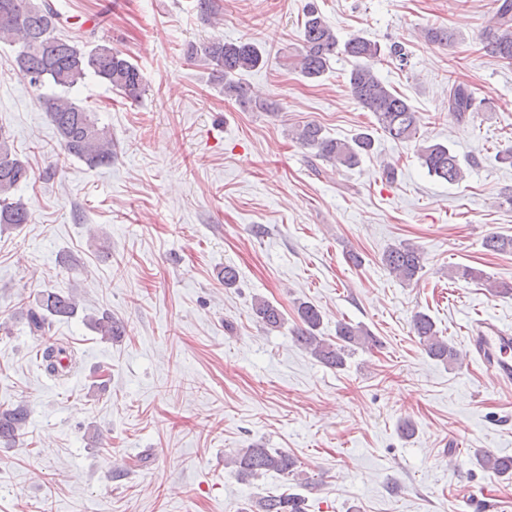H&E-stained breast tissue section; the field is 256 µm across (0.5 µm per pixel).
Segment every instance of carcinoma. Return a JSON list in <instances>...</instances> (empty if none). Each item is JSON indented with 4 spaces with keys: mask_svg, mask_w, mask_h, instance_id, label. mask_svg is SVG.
<instances>
[{
    "mask_svg": "<svg viewBox=\"0 0 512 512\" xmlns=\"http://www.w3.org/2000/svg\"><path fill=\"white\" fill-rule=\"evenodd\" d=\"M498 6L493 25L485 35L486 47L495 59L512 64V0H497ZM64 15L54 0H0V43L19 46L16 65L21 78L32 88L45 86L55 89L41 97L49 113L61 147L68 156L96 168L112 164L115 145L109 130L98 124L93 112L74 103L69 97L73 89L95 78L123 98L138 101L146 91L145 80L139 69L126 55L111 45L97 44L84 49L88 43L86 32L77 30L63 35L60 29ZM302 26V51L296 62L300 73L309 79L321 77L329 68L330 60L338 52L354 60L349 73L352 96L365 110L371 112L379 128L391 139L399 142L418 138L417 115L407 100L387 88L375 71L380 60L381 47L360 36L339 41L335 31L311 4L304 9ZM205 64L223 73L224 92L239 103L270 110L265 101L255 100L238 76L258 68L263 55L252 42L208 43L199 48ZM448 109L461 119L475 111L471 90L463 82L454 83L448 91ZM295 139L312 156L331 163L337 168L351 169L373 150L374 139L367 132H360L349 140L323 135L322 128L308 123L295 131ZM419 158L428 174L448 184L464 178L458 157L443 143H425L419 146ZM32 180L31 170L19 158L10 134L0 128V227H19L29 222L30 212L21 201L13 200L19 188ZM485 247L495 253H511L512 237L491 234ZM382 263L396 278L403 282L413 281L424 268L421 250L411 244L392 246L383 253ZM451 277L483 283L494 293L512 292V283L490 281L483 274L468 266L451 270ZM79 295L77 289L67 292L48 288L41 291L33 304L21 307L19 317L27 325L29 334L45 340L56 321L68 320L77 314ZM255 318L268 328L284 324V315L271 302L257 300L252 306ZM300 326L295 341L309 351L321 363L330 368L345 364V355L353 347L372 348L377 339L371 333L349 322L336 327V339H326L316 334L321 314L309 302L297 306ZM89 325L97 335L109 342H117L123 336L122 324L109 312L89 318ZM413 331L433 359L452 364L458 359L454 347L439 336L434 322L425 314L413 318ZM40 366L52 377H65L72 365H61V359L73 361L71 352L62 345H45L38 349ZM30 411L24 405L0 412V443L9 444L25 433ZM482 464L497 472H512V458L492 454L481 456ZM237 476L248 478L269 471L293 475L297 462L285 452L271 451L261 446L245 448L226 460ZM261 512H306L305 499L297 494L270 495L261 503Z\"/></svg>",
    "mask_w": 512,
    "mask_h": 512,
    "instance_id": "obj_1",
    "label": "carcinoma"
}]
</instances>
